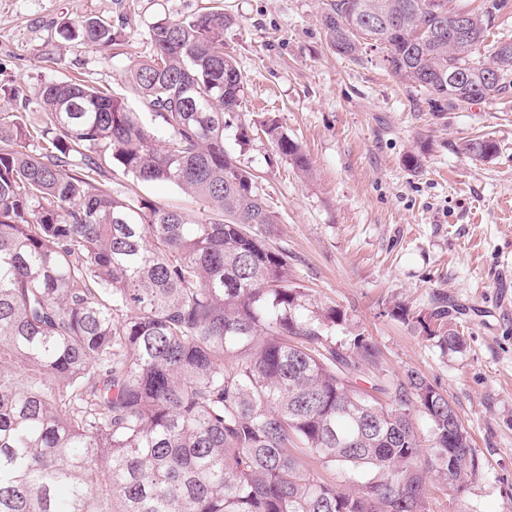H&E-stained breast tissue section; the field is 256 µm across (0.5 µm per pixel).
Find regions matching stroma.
<instances>
[{"instance_id":"1","label":"stroma","mask_w":512,"mask_h":512,"mask_svg":"<svg viewBox=\"0 0 512 512\" xmlns=\"http://www.w3.org/2000/svg\"><path fill=\"white\" fill-rule=\"evenodd\" d=\"M232 22L224 50L245 85L224 145L279 218L275 240L312 303L347 315L337 339L365 336L383 354L376 378L424 375L448 398L479 461L464 493L427 479L429 512H512V102L433 111L426 94L392 74L383 52L353 62L330 49L325 0H220ZM213 0H0V109L37 111L46 81L78 78L105 88L146 124L154 116L129 86V68L152 54L151 32ZM97 17L118 36L109 47L64 38L66 22ZM19 91L9 100L7 89ZM307 153L302 177L261 132L266 119ZM486 134L488 162L464 145ZM423 151V167L404 165ZM114 193L203 207L167 182L112 180ZM448 302L462 350H443L393 317L395 302L428 310ZM499 151L497 142L489 136H478L469 139L464 146V153L471 160L488 161Z\"/></svg>"}]
</instances>
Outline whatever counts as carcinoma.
<instances>
[{
    "label": "carcinoma",
    "instance_id": "obj_1",
    "mask_svg": "<svg viewBox=\"0 0 512 512\" xmlns=\"http://www.w3.org/2000/svg\"><path fill=\"white\" fill-rule=\"evenodd\" d=\"M450 2L327 0L323 23L336 55L383 49L439 112L469 105L466 86L507 97L512 49L481 51L498 4ZM439 12L470 30L438 35ZM230 23L211 6L153 26L130 83L160 133L72 80L43 86L35 121L0 112V512H427L425 475L462 493L478 470L462 421L448 431V398L415 371L357 387L377 346L336 342L345 316L293 285L278 216L224 147L244 91ZM64 32L115 39L93 17ZM264 132L310 172L298 142ZM498 151L488 136L464 146L475 161ZM116 171L170 182L204 214L118 196ZM392 314L442 349L465 345L443 304ZM414 410L445 465L423 455Z\"/></svg>",
    "mask_w": 512,
    "mask_h": 512
}]
</instances>
